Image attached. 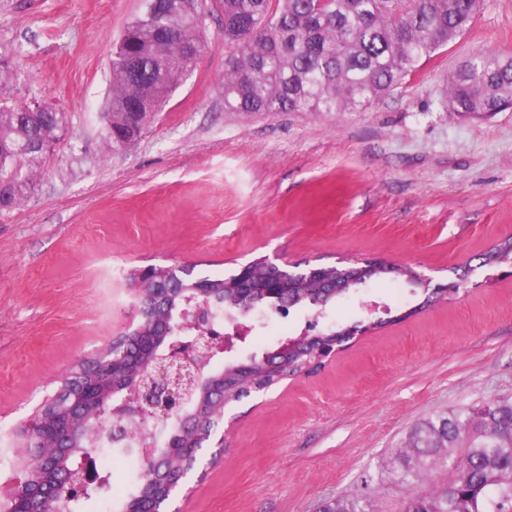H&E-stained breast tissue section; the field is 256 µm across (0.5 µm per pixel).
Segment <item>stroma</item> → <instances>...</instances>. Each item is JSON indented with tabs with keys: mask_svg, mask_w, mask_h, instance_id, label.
<instances>
[{
	"mask_svg": "<svg viewBox=\"0 0 512 512\" xmlns=\"http://www.w3.org/2000/svg\"><path fill=\"white\" fill-rule=\"evenodd\" d=\"M140 0H0L7 94L66 113L28 197L0 215V433L10 434L132 314L131 266L229 274L262 256L331 266L383 258L456 297L407 317L409 285L385 278L334 308L353 322L385 305L394 324L357 339L316 374L225 410L227 449L203 451L181 512H318L366 498L400 512L398 456L423 419L512 401V277L478 254L512 236V109L464 117L448 78L479 52L512 55V0H481L469 29L381 100L348 112H228L230 48L208 20L207 50L149 119L109 148L102 114L110 55ZM309 310H265L240 356L274 350ZM108 512L142 472L137 451L96 454Z\"/></svg>",
	"mask_w": 512,
	"mask_h": 512,
	"instance_id": "1",
	"label": "stroma"
}]
</instances>
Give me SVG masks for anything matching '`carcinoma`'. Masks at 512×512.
<instances>
[{
    "label": "carcinoma",
    "mask_w": 512,
    "mask_h": 512,
    "mask_svg": "<svg viewBox=\"0 0 512 512\" xmlns=\"http://www.w3.org/2000/svg\"><path fill=\"white\" fill-rule=\"evenodd\" d=\"M481 0H141L111 60L112 111L106 113L110 147L142 133L130 122L132 107L160 112L183 76L203 54L200 10L220 12L224 40L235 46L224 65L226 112H346L393 90L418 65L468 28ZM15 73L0 55V184L11 188V207L26 198L44 169L38 144L58 135L65 113L48 108L21 114L4 97ZM448 106L459 114L500 112L512 106V56L481 53L448 82ZM480 264L512 263V237L479 254ZM413 284V271L378 264L371 280L386 276ZM233 276L204 278L213 297L224 299ZM191 273L161 284L169 292L151 299L141 316L145 333L169 300L193 288ZM316 283L292 280L297 305L313 308ZM95 357L79 362L61 387H78L94 373ZM26 453L12 460L26 472L39 469L46 446L18 435ZM440 475L426 492L414 490L423 474ZM402 512H512V403L495 401L428 419L413 427L400 476ZM319 512H367L362 501L338 497Z\"/></svg>",
    "instance_id": "1"
}]
</instances>
